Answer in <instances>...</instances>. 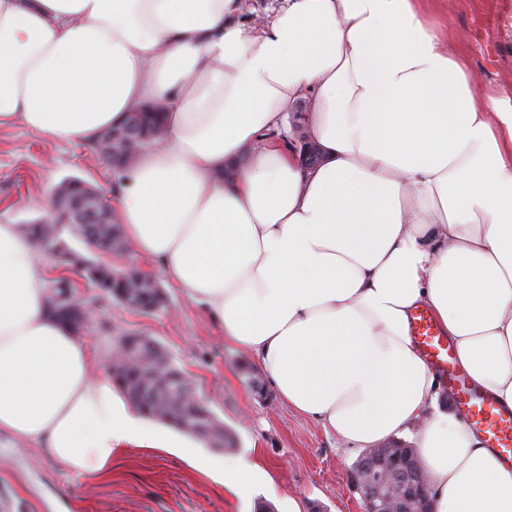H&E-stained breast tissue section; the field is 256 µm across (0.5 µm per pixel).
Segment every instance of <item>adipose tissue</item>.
I'll list each match as a JSON object with an SVG mask.
<instances>
[{"label":"adipose tissue","mask_w":512,"mask_h":512,"mask_svg":"<svg viewBox=\"0 0 512 512\" xmlns=\"http://www.w3.org/2000/svg\"><path fill=\"white\" fill-rule=\"evenodd\" d=\"M0 0V125L92 140L162 102L166 137L112 198L136 252L343 447L409 430L435 512H512V466L445 403L410 334L428 308L461 367L512 408V101L478 97L428 0ZM313 101L324 159L288 139ZM42 251L0 222V437L103 474L176 448L48 309ZM238 499L270 471L225 465Z\"/></svg>","instance_id":"obj_1"}]
</instances>
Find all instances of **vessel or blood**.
I'll return each instance as SVG.
<instances>
[{"instance_id": "vessel-or-blood-1", "label": "vessel or blood", "mask_w": 512, "mask_h": 512, "mask_svg": "<svg viewBox=\"0 0 512 512\" xmlns=\"http://www.w3.org/2000/svg\"><path fill=\"white\" fill-rule=\"evenodd\" d=\"M412 334L427 364L447 385L469 427L483 433L488 446L506 462L512 463V409L501 406L459 368L454 348L428 312L416 314Z\"/></svg>"}]
</instances>
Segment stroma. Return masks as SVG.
<instances>
[{
  "label": "stroma",
  "mask_w": 512,
  "mask_h": 512,
  "mask_svg": "<svg viewBox=\"0 0 512 512\" xmlns=\"http://www.w3.org/2000/svg\"><path fill=\"white\" fill-rule=\"evenodd\" d=\"M431 18L448 29V47L462 53L480 97L512 99V0H433ZM78 177L112 193L119 172L89 143L53 144L20 123L0 127V220L26 224L49 217L43 196ZM114 268L135 267L164 289L169 306L142 314L105 299L76 271L48 258L50 276L68 274L91 318L79 337L100 371H108L120 336H148L191 378L195 392L224 423L227 448L202 447V473L159 448H128L106 475L76 474L40 448L0 445V512H255L268 503L284 512L288 499L319 512H360L350 477L358 452L339 448L312 421L284 405L255 359L224 339L201 307L185 299L149 257L110 256ZM261 457L274 471L277 494L243 502L215 475L235 458Z\"/></svg>",
  "instance_id": "obj_1"
}]
</instances>
